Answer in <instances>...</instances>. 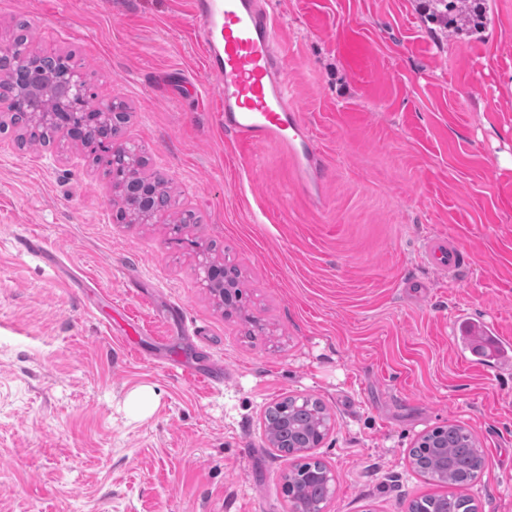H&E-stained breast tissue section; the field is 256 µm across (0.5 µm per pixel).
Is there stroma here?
I'll list each match as a JSON object with an SVG mask.
<instances>
[{
	"label": "stroma",
	"instance_id": "35a3bbf8",
	"mask_svg": "<svg viewBox=\"0 0 512 512\" xmlns=\"http://www.w3.org/2000/svg\"><path fill=\"white\" fill-rule=\"evenodd\" d=\"M417 5L264 0L324 159L318 206L286 154L218 124L191 0H0V48L26 20L45 53L74 52L198 218L188 243L171 215L118 223L80 142L23 149L0 123V512H290L294 460L264 426L286 396L336 423L313 451L336 476L325 512L439 493L408 451L450 422L485 451L478 512H512V368L475 364L451 328L512 342V0L473 34ZM431 235L466 250L456 278L422 261ZM209 249L240 271L232 313L202 281ZM141 386L145 418L125 406ZM156 396L150 387H138L128 394L126 407L135 417L145 418L155 409Z\"/></svg>",
	"mask_w": 512,
	"mask_h": 512
}]
</instances>
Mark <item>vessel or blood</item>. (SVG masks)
I'll use <instances>...</instances> for the list:
<instances>
[{
  "label": "vessel or blood",
  "mask_w": 512,
  "mask_h": 512,
  "mask_svg": "<svg viewBox=\"0 0 512 512\" xmlns=\"http://www.w3.org/2000/svg\"><path fill=\"white\" fill-rule=\"evenodd\" d=\"M195 35L204 69L218 82V120L241 144H267L290 158L295 179L311 197L320 194L323 160L300 119L282 71L277 24L262 0H192ZM421 255L443 277L465 266V252L451 239L427 237ZM464 340H477L479 359L512 364V351L491 325L458 329Z\"/></svg>",
  "instance_id": "1"
}]
</instances>
